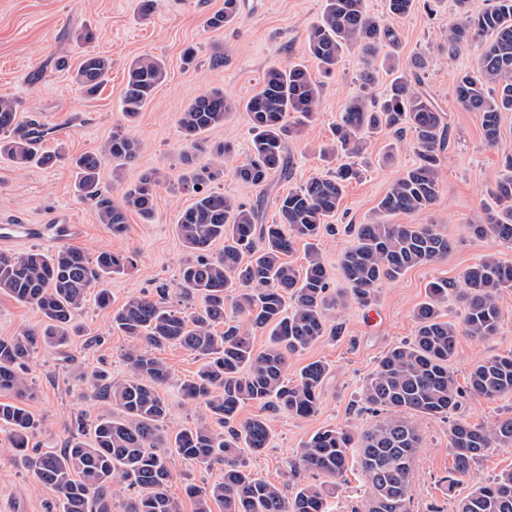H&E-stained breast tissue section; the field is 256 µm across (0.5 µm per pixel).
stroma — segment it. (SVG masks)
I'll return each instance as SVG.
<instances>
[{"instance_id": "obj_1", "label": "stroma", "mask_w": 512, "mask_h": 512, "mask_svg": "<svg viewBox=\"0 0 512 512\" xmlns=\"http://www.w3.org/2000/svg\"><path fill=\"white\" fill-rule=\"evenodd\" d=\"M140 0H0V98L16 100L18 117L52 127L40 150H63L79 154L98 149L117 130L131 133L140 144L134 163L120 176L104 167L101 178L112 186L133 185L146 174L166 175L156 193V219L147 223L129 213V228L116 237L96 222L90 205L74 189L75 176L65 165L20 170L0 159V223L19 220L45 224L60 217L82 225L74 242L88 255L106 249L137 252L134 268L113 276L110 289L113 306L134 294H152L159 288H174L182 264L190 257L175 231L180 213L194 201L181 190L178 177L186 164L185 144L178 118L195 98L213 89L231 100H246L256 89L265 70L274 65L301 61L308 26L320 15L323 0H240L235 22L220 30L206 26V19L224 6V0H155L149 17H142ZM368 12L394 28L399 42L393 52L404 66L415 59L424 65L418 74L422 88L438 104L449 126L447 145L439 170L440 196L435 204L413 214L392 216L395 224H432L451 242L447 258L408 269L394 280L381 282L367 304L351 303L337 315L341 331L314 347L294 355L288 363L289 378L314 360L326 362L331 371L321 395L318 413L297 418L285 413L263 412L260 404L245 405L241 418L264 415L270 428L267 450L252 457L254 475L274 484H292L289 461L314 433L325 428H349L359 432L377 418L359 400L360 390L389 348L410 341L415 334L414 312L426 300L430 282L460 280L464 270L481 256L490 254L512 264V245L495 237L473 238L468 227L485 221L487 183L512 154V112L503 113L500 137L488 144L482 133L481 115L464 109L455 93L460 73L468 71L483 51L482 45L464 44L455 56L442 45L448 27L457 21L456 0H433L430 8L394 17L386 12L385 0H365ZM91 30L92 41L80 40ZM195 59L183 61L186 48ZM223 63H214L216 52ZM89 53L112 62L109 81L95 98H85L73 74ZM143 54L163 58L167 78L156 89L151 103L136 122H127L120 110L127 68ZM363 68L358 51H345L335 71L323 80L316 120L288 142L291 170L288 177L274 179L267 192L225 174L215 189L257 207L264 223L278 222L277 196L308 179L323 175L327 161L319 148L331 137L332 124L347 101L360 91L358 76ZM208 142H231L233 164L247 163L251 154L250 124L243 112L232 113L223 125L206 132ZM411 132L396 136L382 131L371 138L367 152L359 157V180L346 188L332 230L319 242L320 256L331 271V286L344 288L337 274L341 253L353 242L349 228L368 222L389 185L415 161L410 148ZM504 317L496 336L479 340L460 337L450 366L459 386H466L470 368L479 359L512 351V288L499 297ZM111 309L87 304L80 321L82 335L71 337L65 347L38 349L27 363L26 378L33 391L29 410L37 421L30 437L32 446L60 449L77 433L79 423H92L111 414L105 401L81 399L84 381L103 369L113 378L129 373L124 360L128 341L111 328ZM158 355L170 368L172 383L161 390L170 412L164 425L172 431L195 423L198 404L182 399L177 383L191 377L200 362L185 349L168 345ZM419 425L424 444L412 468L409 512H454L455 493L447 477L453 455L448 447L450 422L423 418ZM169 495L180 512H195L185 486H209L221 481V466L205 468L181 460L173 463ZM54 492L38 482L22 465L7 436L0 431V512H55Z\"/></svg>"}]
</instances>
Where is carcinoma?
I'll return each mask as SVG.
<instances>
[{"mask_svg":"<svg viewBox=\"0 0 512 512\" xmlns=\"http://www.w3.org/2000/svg\"><path fill=\"white\" fill-rule=\"evenodd\" d=\"M460 18L448 26V54L468 42L485 47L473 68L456 80V97L468 111L481 113L486 142L500 135V119L512 112V0H456ZM430 0H386L388 14L404 16ZM239 0H224V9L207 19L219 30L231 23ZM398 43L396 31L370 14L364 0H325L321 18L307 28V62L269 67L257 89L243 104L209 91L180 113L178 125L185 142L184 161L191 169L178 178L194 192V202L182 211L176 233L193 259L180 269L178 295L199 302L191 314L173 309L168 290L158 296L133 295L112 308L108 288L112 276L134 266L136 254L101 250L90 257L63 246L46 254L0 252V294L29 304L41 316L38 327L16 336L0 337V392L13 400L0 401V428L8 432L13 448L35 479L52 489L62 512H112V487L134 491L123 502V512H179L168 495L173 478L172 458L212 467H224V480L210 487L190 485L196 512H211L213 501L223 512H328V498L357 459L372 487L371 499L354 512H408L410 475L421 435L413 418H448L465 396L495 401L512 394V352L495 354L474 364L467 389L456 386L450 361L459 337L487 339L502 321L498 294L512 288V266L492 255L481 258L462 274L463 287L452 280L429 284L427 300L414 313L415 336L388 349L362 387L361 401L385 417L359 438L343 428L314 433L291 462L292 474L307 472L312 480L295 485L293 492L254 476L248 455L268 448L266 419L239 420L252 402L263 409L299 418L315 415L321 405L326 363L305 365L293 380L286 377L290 358L336 335L330 317L351 301L369 302L382 281L408 269L444 259L448 238L432 224H393L389 217L421 211L439 198L438 169L447 140V123L429 94L414 85L386 48ZM359 50L365 61L360 74L365 93L350 99L333 124L332 140L321 147L326 159L346 158L328 173L313 177L276 197L280 216L264 224L258 210L246 207L208 185L224 176L228 143L208 145L203 134L224 124L240 110L249 116L253 156L235 167L234 176L263 191L277 176L290 171L288 140L313 121L318 112L321 82L348 49ZM394 78L386 96L375 100L367 90L377 65ZM112 63L87 54L75 73L86 97L108 82ZM164 60L141 56L133 60L121 98V111L130 121L152 101L165 81ZM17 103L0 98V156L19 169L51 166L65 158L62 152H41L38 144L48 134L44 126L17 118ZM397 135L412 133L415 163L379 200L374 217L355 230L353 244L339 258L343 291L330 288L318 241L327 219L336 215L345 187L359 177L354 158L364 152L366 135L377 130ZM140 144L124 131L112 133L96 151L70 158L78 195L88 201L95 219L115 236L127 231L128 213L149 222L155 217L160 179L146 175L114 194L103 185L105 165L118 174L135 161ZM486 193L496 208L486 223L468 225L475 238L494 236L512 244V155ZM224 242L215 252L213 245ZM298 241L308 246L306 264L294 266L284 256ZM101 309H112V329L128 339L125 359L130 375L114 381L99 370L85 381L86 395L112 403L115 411L98 418L89 433L72 437L61 450L29 448L37 423L28 410L31 388L21 370L37 346L62 348L82 328L78 316L90 291ZM463 304L462 323L445 321L440 305L448 296ZM292 307L286 308V301ZM269 331L268 344L258 349L241 326ZM222 331H216V327ZM178 345L203 360L196 375L180 385L182 396L202 407L196 423L163 433L169 407L160 388L170 380L167 365L155 351ZM455 467L448 477L454 488L469 477L474 466L494 448L512 447V416L486 424L459 418L448 433ZM356 449V456L350 449ZM455 512H512V471L474 485L458 498Z\"/></svg>","mask_w":512,"mask_h":512,"instance_id":"1","label":"carcinoma"}]
</instances>
